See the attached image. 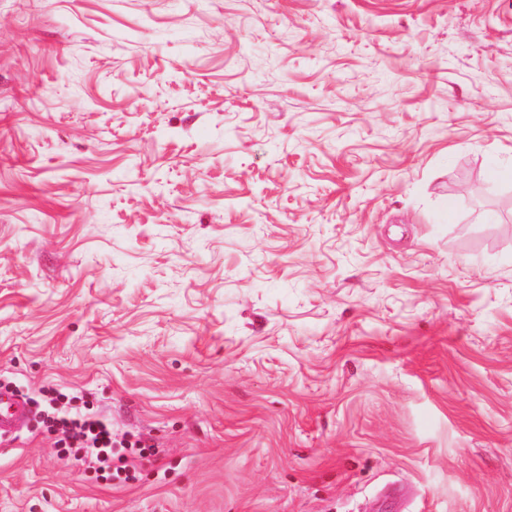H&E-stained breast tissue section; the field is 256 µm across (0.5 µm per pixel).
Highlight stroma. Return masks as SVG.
<instances>
[{
    "label": "stroma",
    "mask_w": 512,
    "mask_h": 512,
    "mask_svg": "<svg viewBox=\"0 0 512 512\" xmlns=\"http://www.w3.org/2000/svg\"><path fill=\"white\" fill-rule=\"evenodd\" d=\"M510 167L512 0H0V512H512ZM27 415L25 402L16 394L0 390V438L11 433L16 424ZM51 430L64 436V453L81 455L93 464L98 478L102 481L126 483L135 478V467L127 457L112 456V424L91 412L56 417L51 421Z\"/></svg>",
    "instance_id": "obj_1"
}]
</instances>
